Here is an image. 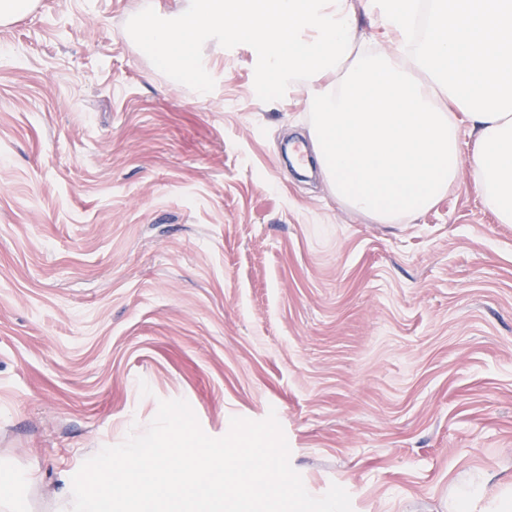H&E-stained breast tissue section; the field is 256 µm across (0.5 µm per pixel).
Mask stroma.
Returning a JSON list of instances; mask_svg holds the SVG:
<instances>
[{
  "label": "stroma",
  "mask_w": 512,
  "mask_h": 512,
  "mask_svg": "<svg viewBox=\"0 0 512 512\" xmlns=\"http://www.w3.org/2000/svg\"><path fill=\"white\" fill-rule=\"evenodd\" d=\"M357 39L395 50L365 0ZM178 0H36L0 25V475L14 512L183 399L218 438L275 414L315 497L451 512L512 489V224L459 180L402 224L294 176L305 85L265 103L254 51L204 46L208 96L126 30ZM484 489L485 484L481 480L471 481L457 487L452 502V511L476 512L483 499Z\"/></svg>",
  "instance_id": "stroma-1"
}]
</instances>
